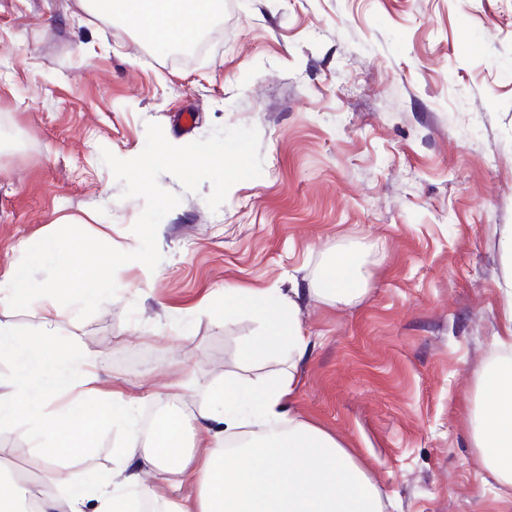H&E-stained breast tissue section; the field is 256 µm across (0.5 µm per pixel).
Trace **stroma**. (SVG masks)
<instances>
[{"label":"stroma","mask_w":512,"mask_h":512,"mask_svg":"<svg viewBox=\"0 0 512 512\" xmlns=\"http://www.w3.org/2000/svg\"><path fill=\"white\" fill-rule=\"evenodd\" d=\"M206 36L183 59L79 0H0V275L75 219L137 247L144 202L122 198L101 152L140 154L147 123L173 144L253 126L263 159L215 212L210 183L187 192L162 174L181 196L157 230L163 260L123 265L94 316L58 319L37 300L0 320L25 335L54 323L94 352L100 396L133 401L140 423L193 410L190 392L171 398L184 379L287 366L242 367L262 329L212 299L299 289L309 349L292 410L370 466L386 512H512V488L484 482L470 422L512 255V0H224ZM339 253L357 256L365 290L329 304L313 289ZM89 438L70 468L111 469L124 432ZM0 472L51 477L24 417L0 424Z\"/></svg>","instance_id":"35a3bbf8"}]
</instances>
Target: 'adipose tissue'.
Segmentation results:
<instances>
[{"instance_id":"obj_1","label":"adipose tissue","mask_w":512,"mask_h":512,"mask_svg":"<svg viewBox=\"0 0 512 512\" xmlns=\"http://www.w3.org/2000/svg\"><path fill=\"white\" fill-rule=\"evenodd\" d=\"M102 17L117 16L146 28L159 47L187 41L211 28L223 0H89ZM364 281L353 256L324 266L318 295L343 302ZM504 333L482 382L487 390L473 417L472 437L488 475L512 486V289L503 291ZM225 317L246 311L264 327L244 350L251 364L287 357L274 378L245 386L235 376L203 392L197 411L164 422L148 452H141L133 408L123 398L90 403L95 357L55 342L51 329L19 334L0 321V359L14 372L0 381V423L25 416L40 457L55 462L82 456L84 435L123 427L129 446L107 471L67 473L48 486L0 476V512H130L131 502L156 503L169 476L198 488L195 500L172 512H384L382 494L366 465L332 434L291 410L294 365L308 350L299 307L292 297L228 288L215 297ZM71 400L56 413L47 407L61 394Z\"/></svg>"}]
</instances>
